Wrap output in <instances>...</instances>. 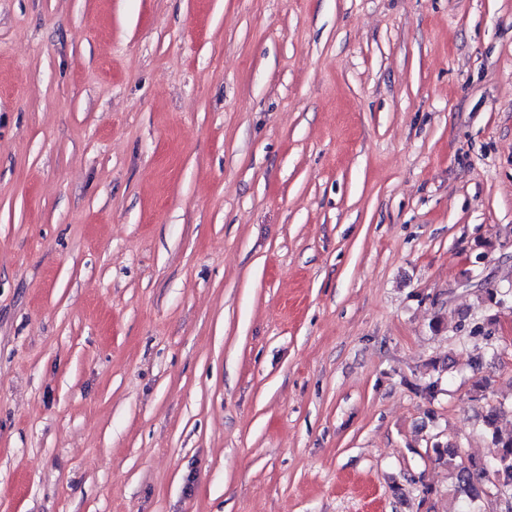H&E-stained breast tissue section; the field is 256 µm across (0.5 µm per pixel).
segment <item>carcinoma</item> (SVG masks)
Here are the masks:
<instances>
[{
    "label": "carcinoma",
    "mask_w": 512,
    "mask_h": 512,
    "mask_svg": "<svg viewBox=\"0 0 512 512\" xmlns=\"http://www.w3.org/2000/svg\"><path fill=\"white\" fill-rule=\"evenodd\" d=\"M483 299L491 310L503 307L512 299V287L485 288ZM459 327L469 330L470 338L483 344L492 355H498L499 339L494 317L489 316L481 322L465 320ZM502 412V405L492 404L483 417L484 431L498 448L491 459L470 458L465 463H458V445L449 441H437L433 445L434 461L451 470L455 491L465 497L460 512H470L468 503L482 498L494 502V512H512L506 506V503H512V434H504L498 428Z\"/></svg>",
    "instance_id": "carcinoma-1"
}]
</instances>
